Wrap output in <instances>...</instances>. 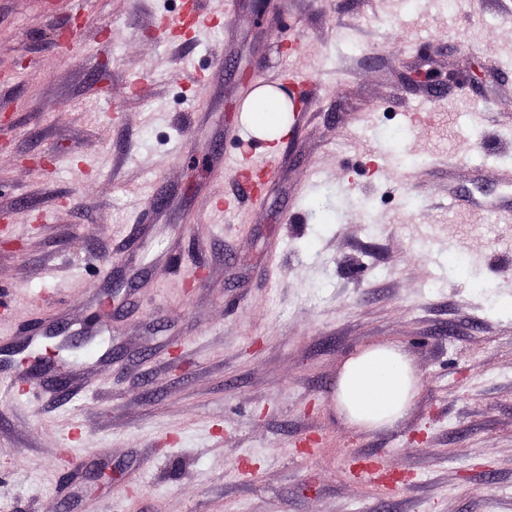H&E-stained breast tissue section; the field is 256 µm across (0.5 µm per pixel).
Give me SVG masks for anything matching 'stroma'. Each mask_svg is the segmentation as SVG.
<instances>
[{
    "mask_svg": "<svg viewBox=\"0 0 512 512\" xmlns=\"http://www.w3.org/2000/svg\"><path fill=\"white\" fill-rule=\"evenodd\" d=\"M298 74L286 132L239 142ZM504 165L512 0H0V512H512ZM94 296L106 362L12 397ZM381 342L420 388L357 430L336 384ZM291 109L292 105L279 88L261 85L243 102L241 112L247 114V131L253 132L260 127L278 125L281 112H290Z\"/></svg>",
    "mask_w": 512,
    "mask_h": 512,
    "instance_id": "35a3bbf8",
    "label": "stroma"
}]
</instances>
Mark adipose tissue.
<instances>
[{"mask_svg": "<svg viewBox=\"0 0 512 512\" xmlns=\"http://www.w3.org/2000/svg\"><path fill=\"white\" fill-rule=\"evenodd\" d=\"M290 109L286 95L271 85L256 87L242 104L251 131L278 125L281 113ZM418 383L411 361L398 347L376 345L345 362L336 385V400L348 424L375 429L405 415Z\"/></svg>", "mask_w": 512, "mask_h": 512, "instance_id": "adipose-tissue-1", "label": "adipose tissue"}]
</instances>
